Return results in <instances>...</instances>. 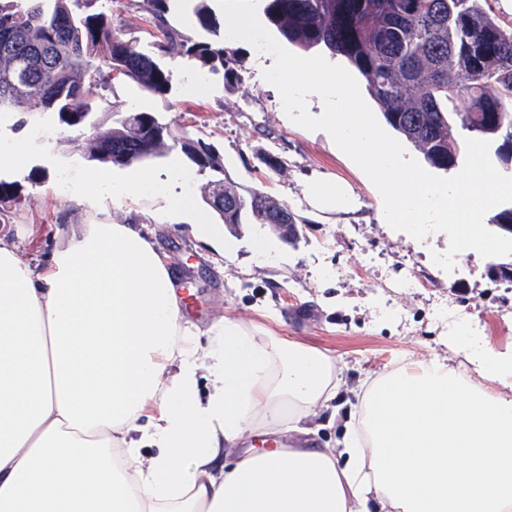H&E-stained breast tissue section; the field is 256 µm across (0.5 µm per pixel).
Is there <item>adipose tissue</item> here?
Listing matches in <instances>:
<instances>
[{
  "label": "adipose tissue",
  "mask_w": 512,
  "mask_h": 512,
  "mask_svg": "<svg viewBox=\"0 0 512 512\" xmlns=\"http://www.w3.org/2000/svg\"><path fill=\"white\" fill-rule=\"evenodd\" d=\"M153 180L85 189L119 200ZM470 365L375 378L315 448L334 358L232 318L200 330L135 225H75L41 265L0 237V512H512V350ZM284 428L288 445L244 450ZM330 411L321 412L313 418L314 423L320 425L318 436L322 442L334 444L336 438L339 437L340 431L343 429V420H329Z\"/></svg>",
  "instance_id": "1"
}]
</instances>
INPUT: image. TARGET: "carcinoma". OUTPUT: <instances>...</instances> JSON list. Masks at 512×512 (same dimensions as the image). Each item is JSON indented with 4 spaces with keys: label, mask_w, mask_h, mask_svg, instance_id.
<instances>
[{
    "label": "carcinoma",
    "mask_w": 512,
    "mask_h": 512,
    "mask_svg": "<svg viewBox=\"0 0 512 512\" xmlns=\"http://www.w3.org/2000/svg\"><path fill=\"white\" fill-rule=\"evenodd\" d=\"M98 0H0V113L52 112L81 129L100 110L96 90L114 79L135 82L147 95L167 96L171 77L154 55L122 38L112 11ZM170 0H152L147 23L155 46L192 61L199 73L224 70V33L205 5L195 23L216 36L194 41L168 19ZM269 23L288 43L343 57L363 78L386 122L434 168L458 165L465 139L490 143L501 167L512 162V24L503 25L489 0H264ZM465 99V111H457ZM115 124L95 125L76 150L98 165L129 166L160 156L168 142L200 172H215L203 201L222 223L295 224L288 205L254 188L245 193L216 152L172 134L151 112H122ZM512 206L491 220L512 235Z\"/></svg>",
    "instance_id": "obj_1"
}]
</instances>
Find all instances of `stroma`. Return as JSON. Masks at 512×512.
Here are the masks:
<instances>
[{"mask_svg":"<svg viewBox=\"0 0 512 512\" xmlns=\"http://www.w3.org/2000/svg\"><path fill=\"white\" fill-rule=\"evenodd\" d=\"M151 0H112V24L140 49L152 51L154 37L146 19ZM234 75L209 76L196 84V67L165 56L173 89L168 97L145 96L130 80L114 82L105 104L119 103L154 113L175 135L210 147L242 189L260 188L285 202L302 220L295 244L280 240L266 226L226 229L233 253L219 256L186 226L158 224L168 197L186 199L211 222L218 215L202 199L208 177L184 159L180 149L147 162L163 190L134 195L121 203L84 190L96 164L74 149L76 130L57 114H39L33 125L17 127L16 116L0 119V141L23 153V171L0 164V179L13 180L18 195L0 212V237L15 241L23 260L43 262L74 224L128 220L147 214L141 226L171 266L183 293L185 311L200 328L219 316L244 321L283 340H292L335 358L344 388H351L396 367L430 358L450 359L458 371L469 364L450 354L448 335L467 327L487 346H512V283L491 275L493 258L476 251L458 255L453 273L436 266L432 253L446 251V234L424 240L392 229L382 218V197L365 173L323 131L288 120L278 90L262 77V57L236 40ZM40 136H33V128ZM279 156L280 171H268L258 155ZM180 158L181 169L170 166ZM316 182L350 190L346 210L318 209L308 193ZM416 277L407 291L398 281Z\"/></svg>","mask_w":512,"mask_h":512,"instance_id":"stroma-1","label":"stroma"}]
</instances>
